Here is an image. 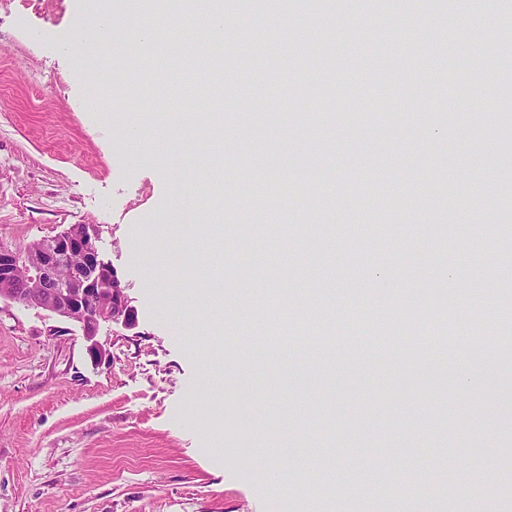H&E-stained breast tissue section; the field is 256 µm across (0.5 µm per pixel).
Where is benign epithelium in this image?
Masks as SVG:
<instances>
[{"mask_svg":"<svg viewBox=\"0 0 512 512\" xmlns=\"http://www.w3.org/2000/svg\"><path fill=\"white\" fill-rule=\"evenodd\" d=\"M78 266L67 274L62 269L74 254ZM30 273V288L23 294L14 288L18 268ZM43 309L76 325L89 342L88 352L99 360L105 352L95 337L101 324L130 321L131 307L117 270L101 258L96 230L91 224H74L42 239L20 254L0 248V299Z\"/></svg>","mask_w":512,"mask_h":512,"instance_id":"7a95c632","label":"benign epithelium"}]
</instances>
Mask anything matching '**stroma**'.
Wrapping results in <instances>:
<instances>
[{
	"label": "stroma",
	"mask_w": 512,
	"mask_h": 512,
	"mask_svg": "<svg viewBox=\"0 0 512 512\" xmlns=\"http://www.w3.org/2000/svg\"><path fill=\"white\" fill-rule=\"evenodd\" d=\"M106 12L0 10V247L95 225L133 309L101 324L95 362L77 327L0 301V512H331L347 484L368 490L360 512H392L406 459L446 474L434 512L478 486L472 512H512V357L481 362L475 387L456 360L504 334L512 300V85L415 80L417 53L462 28L457 69L512 67V34L458 5L335 0L273 9L264 48L228 13L222 45L157 39L141 69L104 49ZM309 41L326 56H302ZM204 49L205 125L171 101ZM140 112L167 135L133 142ZM420 312L453 328L446 365L376 354V320ZM383 448L398 465L363 478Z\"/></svg>",
	"instance_id": "obj_1"
}]
</instances>
